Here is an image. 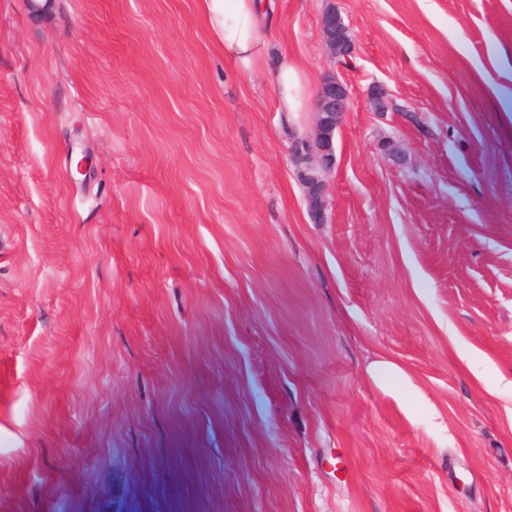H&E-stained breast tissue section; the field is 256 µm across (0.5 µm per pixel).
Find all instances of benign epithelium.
I'll use <instances>...</instances> for the list:
<instances>
[{"instance_id":"1","label":"benign epithelium","mask_w":512,"mask_h":512,"mask_svg":"<svg viewBox=\"0 0 512 512\" xmlns=\"http://www.w3.org/2000/svg\"><path fill=\"white\" fill-rule=\"evenodd\" d=\"M326 45L336 57L346 58L352 53V39L341 16L336 12L322 15ZM367 99L375 112L397 110L388 91L373 84L367 90ZM347 87L334 76L324 78L317 94L315 127L312 135L292 138L290 159L297 178L305 189L309 207L316 222L325 220L328 206L326 175L335 165L334 134L349 109Z\"/></svg>"}]
</instances>
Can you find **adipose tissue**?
I'll return each instance as SVG.
<instances>
[{"mask_svg": "<svg viewBox=\"0 0 512 512\" xmlns=\"http://www.w3.org/2000/svg\"><path fill=\"white\" fill-rule=\"evenodd\" d=\"M205 24L225 55L232 58L243 71L263 68L268 45L262 32L272 20L268 0H201ZM282 113L303 112L308 107L310 89L308 78L297 63L280 57L277 66L267 72Z\"/></svg>", "mask_w": 512, "mask_h": 512, "instance_id": "obj_1", "label": "adipose tissue"}]
</instances>
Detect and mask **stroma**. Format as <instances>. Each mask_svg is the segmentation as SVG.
Returning <instances> with one entry per match:
<instances>
[{"instance_id": "1", "label": "stroma", "mask_w": 512, "mask_h": 512, "mask_svg": "<svg viewBox=\"0 0 512 512\" xmlns=\"http://www.w3.org/2000/svg\"><path fill=\"white\" fill-rule=\"evenodd\" d=\"M275 3L321 224L201 0H0V512H512V0ZM321 27L326 38V45L335 58H346L352 53V39L339 14L332 11L322 15ZM347 87L335 76L324 78L317 94L315 127L311 136H294L290 159L297 178L305 189L309 207L318 224L326 217L328 206L326 175L335 165L334 134L349 109Z\"/></svg>"}]
</instances>
